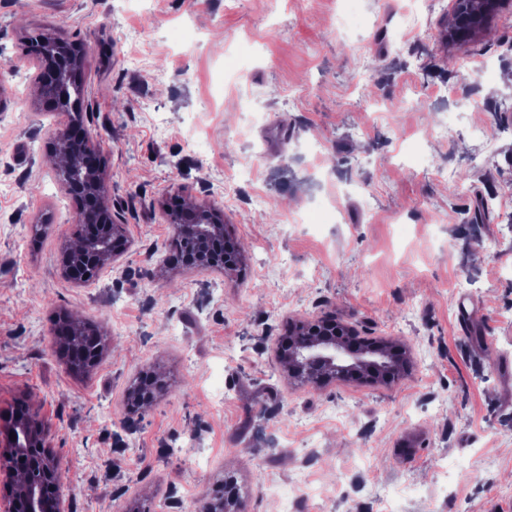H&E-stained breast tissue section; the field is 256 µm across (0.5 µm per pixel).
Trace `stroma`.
<instances>
[{
    "label": "stroma",
    "instance_id": "stroma-1",
    "mask_svg": "<svg viewBox=\"0 0 512 512\" xmlns=\"http://www.w3.org/2000/svg\"><path fill=\"white\" fill-rule=\"evenodd\" d=\"M354 7L341 28V0H0V419L42 421L70 512H192L229 476L240 512L512 506V12L448 46L451 0ZM47 31L86 48L126 237L88 284L63 274L62 115L23 51ZM180 190L223 212L241 274L162 267ZM64 314L111 338L88 374L57 353ZM327 316L403 343L404 377L291 381L288 324ZM147 371L167 386L131 412Z\"/></svg>",
    "mask_w": 512,
    "mask_h": 512
}]
</instances>
